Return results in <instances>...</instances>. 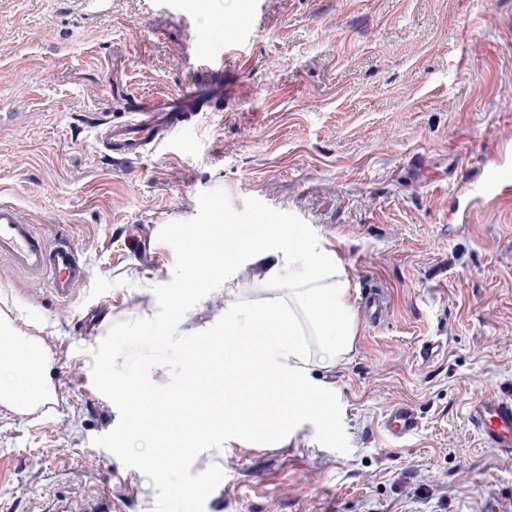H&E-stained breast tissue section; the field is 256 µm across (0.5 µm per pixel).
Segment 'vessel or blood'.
I'll list each match as a JSON object with an SVG mask.
<instances>
[{
    "instance_id": "b4317fda",
    "label": "vessel or blood",
    "mask_w": 512,
    "mask_h": 512,
    "mask_svg": "<svg viewBox=\"0 0 512 512\" xmlns=\"http://www.w3.org/2000/svg\"><path fill=\"white\" fill-rule=\"evenodd\" d=\"M202 103L196 95L181 93L170 98L134 101L127 120L102 124L99 142L105 153L115 161L143 158L150 146L168 140ZM478 199L512 200V172L490 173L475 188ZM7 258L46 282L61 301H69L77 283L87 278L89 269L76 249L67 241L48 244L32 224L10 203L0 202V258ZM468 420L474 424L484 442L495 448H512V400L506 398L476 399L466 409ZM420 427L416 411L408 405H394L382 424L384 432L394 439H405ZM63 512H112V493L103 490L88 500L69 505Z\"/></svg>"
}]
</instances>
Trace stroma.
I'll return each mask as SVG.
<instances>
[{"label": "stroma", "instance_id": "obj_1", "mask_svg": "<svg viewBox=\"0 0 512 512\" xmlns=\"http://www.w3.org/2000/svg\"><path fill=\"white\" fill-rule=\"evenodd\" d=\"M119 87L193 90L205 108L119 168L96 138L127 117ZM0 106L14 115L0 200L89 268L67 305L0 258L8 334L40 341L55 398L0 404V503L44 512L106 484L121 512H153L145 475L95 443L119 413L92 352L113 324L157 314L176 260L159 231L221 189L235 209L254 197L300 217L350 269L356 303L376 292L390 312L360 314L352 351L310 365L349 452L309 423L228 440L191 468L223 471L204 512H512V455L464 416L512 397V206L464 193L512 170V0H0ZM427 340L444 349L424 364ZM396 403L420 416L404 440L381 428Z\"/></svg>", "mask_w": 512, "mask_h": 512}]
</instances>
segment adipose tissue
Masks as SVG:
<instances>
[{
    "instance_id": "obj_1",
    "label": "adipose tissue",
    "mask_w": 512,
    "mask_h": 512,
    "mask_svg": "<svg viewBox=\"0 0 512 512\" xmlns=\"http://www.w3.org/2000/svg\"><path fill=\"white\" fill-rule=\"evenodd\" d=\"M224 333L250 336L255 329L268 335L262 353L243 354L227 348L190 354L195 371L220 372L226 388L237 377L253 373L269 399L267 409L248 417L240 400L224 403V427L243 435L264 438L301 417H329L320 384L309 375L313 355L337 361L353 348L359 317L350 289L348 269L323 240L296 226L256 224L224 252ZM246 272L254 288H275V295L252 302L237 299L233 282ZM54 365L33 341L24 340L0 350V401L16 402L26 395L35 402L49 391Z\"/></svg>"
}]
</instances>
